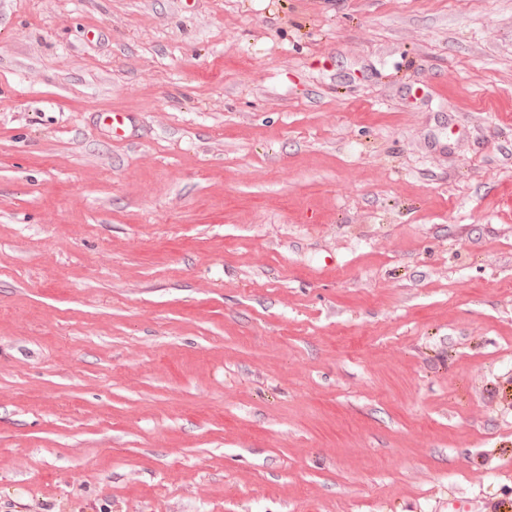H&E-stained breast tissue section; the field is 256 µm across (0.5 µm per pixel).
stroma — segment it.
<instances>
[{
	"label": "stroma",
	"mask_w": 512,
	"mask_h": 512,
	"mask_svg": "<svg viewBox=\"0 0 512 512\" xmlns=\"http://www.w3.org/2000/svg\"><path fill=\"white\" fill-rule=\"evenodd\" d=\"M452 498L512 502V0H0V512Z\"/></svg>",
	"instance_id": "stroma-1"
}]
</instances>
